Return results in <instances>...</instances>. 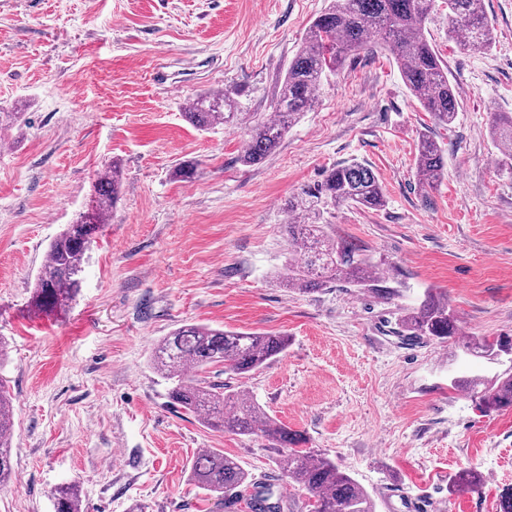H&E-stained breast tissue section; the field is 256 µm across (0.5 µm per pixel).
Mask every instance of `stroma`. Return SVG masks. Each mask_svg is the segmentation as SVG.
<instances>
[{
    "instance_id": "35a3bbf8",
    "label": "stroma",
    "mask_w": 512,
    "mask_h": 512,
    "mask_svg": "<svg viewBox=\"0 0 512 512\" xmlns=\"http://www.w3.org/2000/svg\"><path fill=\"white\" fill-rule=\"evenodd\" d=\"M331 0H0V382L14 405L16 481L0 512H53L50 490L76 482L83 512H245L206 494L189 467L218 448L282 490L283 458L262 435L203 426L173 409L153 349L185 323L284 334L286 351L239 379L283 426L305 434L371 495L376 512H499L512 487V408L486 411L452 379L460 340L512 336V171L489 134L512 112V0H483L495 40L475 52L431 39L459 110L435 124L390 51L346 59L319 102L256 166L239 156L245 125L196 130L186 104L224 90L243 113H270L312 21ZM429 132L446 152L437 187L419 188L414 157ZM122 187L86 253L69 306L34 313L49 243L91 203L112 160ZM199 163L194 179L174 168ZM359 162L379 177V210L336 207V236L402 279L390 300L332 285L282 287L291 258L284 208L325 170ZM445 294L459 339H409L399 318L426 289ZM465 467L486 482L449 494Z\"/></svg>"
}]
</instances>
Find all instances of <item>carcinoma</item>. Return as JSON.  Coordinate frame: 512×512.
<instances>
[{"mask_svg":"<svg viewBox=\"0 0 512 512\" xmlns=\"http://www.w3.org/2000/svg\"><path fill=\"white\" fill-rule=\"evenodd\" d=\"M447 10L448 37L474 49L493 43V26L482 0H442ZM440 13L436 0H333L311 23L302 46L288 66L278 96L274 117L257 116L249 124L241 161L262 163L280 146L290 126L316 104L323 81L336 73L342 61L373 43L394 55L401 78L425 111L444 125L458 114L454 85L448 67L428 40L427 25ZM236 102L229 93L210 90L198 94L186 107V117L198 130L206 131L234 122ZM491 138L501 148V165L512 171V113L496 112ZM415 175L422 187L432 186L444 174V151L429 135H419L414 160ZM121 171L112 164L94 186L91 208L68 225L50 244L35 284L32 307L38 312L62 308L80 288L87 236L108 223L119 198ZM385 194L376 173L358 162L341 163L325 172L320 183L288 198L285 207L293 221L285 225L293 260L284 280L302 293H311L340 283L390 299L397 276L379 271L378 265L351 242L338 238L323 223L324 215L341 205L377 209L385 206ZM401 325L416 339L445 341L458 335L457 319L448 300L428 291L416 306L406 308ZM288 347V337L269 336L185 324L164 337L152 357L155 369L171 382L170 406L200 417L211 429L238 435L262 434L276 442L284 454L290 484L313 498L312 512H375L368 492L328 456L302 447L304 438L283 427L244 391L231 382L212 379L213 370L243 375L260 368ZM463 348L472 355L494 357L511 348L512 338L490 341L473 337ZM452 386L466 387L479 395L489 410L512 407V368L491 381L472 376L455 379ZM13 405L0 387V486L14 475L12 436ZM190 479L218 499L232 496L247 501L251 512H284L288 503L273 498L269 488L251 492L255 483L240 462L224 451L211 448L197 455L190 466ZM483 475L463 470L449 484L451 494L482 487ZM58 512H82V489L74 482L50 491Z\"/></svg>","mask_w":512,"mask_h":512,"instance_id":"obj_1","label":"carcinoma"}]
</instances>
